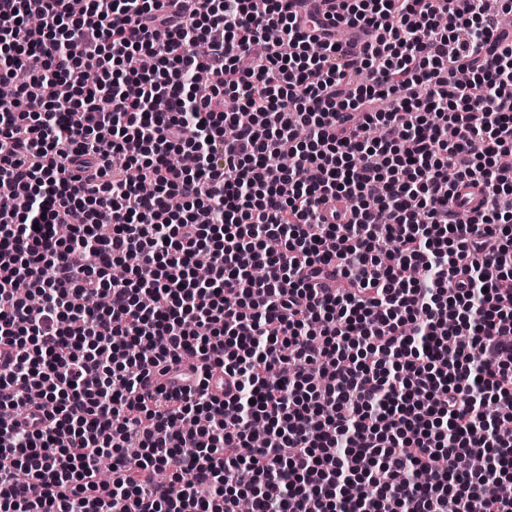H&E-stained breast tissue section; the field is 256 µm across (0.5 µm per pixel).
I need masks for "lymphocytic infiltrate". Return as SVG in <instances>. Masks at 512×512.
Here are the masks:
<instances>
[{
  "label": "lymphocytic infiltrate",
  "instance_id": "1",
  "mask_svg": "<svg viewBox=\"0 0 512 512\" xmlns=\"http://www.w3.org/2000/svg\"><path fill=\"white\" fill-rule=\"evenodd\" d=\"M309 7L0 0V512H512V29Z\"/></svg>",
  "mask_w": 512,
  "mask_h": 512
}]
</instances>
